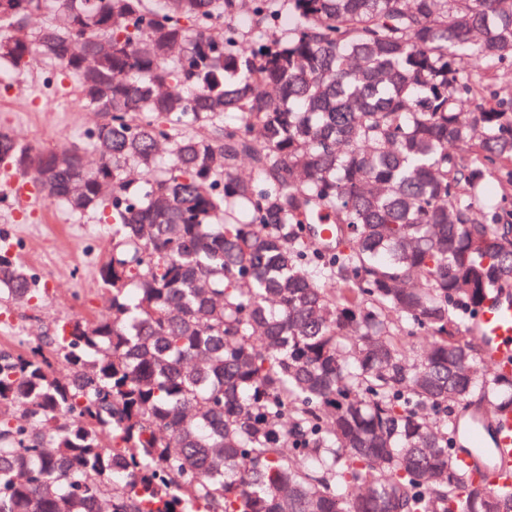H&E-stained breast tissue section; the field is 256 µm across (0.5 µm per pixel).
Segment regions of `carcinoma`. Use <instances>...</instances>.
Here are the masks:
<instances>
[{
  "label": "carcinoma",
  "instance_id": "obj_1",
  "mask_svg": "<svg viewBox=\"0 0 512 512\" xmlns=\"http://www.w3.org/2000/svg\"><path fill=\"white\" fill-rule=\"evenodd\" d=\"M246 3L0 0L99 115L0 165L112 223L107 312L0 350V512H512L455 435L512 421V0ZM472 328L492 361L512 360V298L487 302L474 317Z\"/></svg>",
  "mask_w": 512,
  "mask_h": 512
}]
</instances>
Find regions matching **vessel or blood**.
I'll use <instances>...</instances> for the list:
<instances>
[{"instance_id":"1","label":"vessel or blood","mask_w":512,"mask_h":512,"mask_svg":"<svg viewBox=\"0 0 512 512\" xmlns=\"http://www.w3.org/2000/svg\"><path fill=\"white\" fill-rule=\"evenodd\" d=\"M472 328L492 361L512 360V298L487 302L475 316ZM461 461L488 487L512 479V425L496 423L491 431H476Z\"/></svg>"}]
</instances>
